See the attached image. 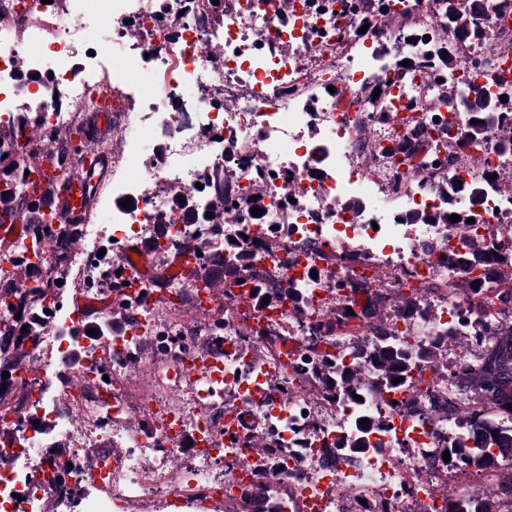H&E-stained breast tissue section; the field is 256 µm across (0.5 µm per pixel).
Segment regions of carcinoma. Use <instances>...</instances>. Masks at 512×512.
I'll list each match as a JSON object with an SVG mask.
<instances>
[{
  "instance_id": "carcinoma-1",
  "label": "carcinoma",
  "mask_w": 512,
  "mask_h": 512,
  "mask_svg": "<svg viewBox=\"0 0 512 512\" xmlns=\"http://www.w3.org/2000/svg\"><path fill=\"white\" fill-rule=\"evenodd\" d=\"M448 25L453 28L455 42L436 67L437 71L447 73V78L440 83L442 94L448 99L459 101L467 119H475L477 123L467 124L454 135L451 134L453 124L450 122L442 123L435 129L421 125L413 133L417 142L403 139L388 148V153L395 156L402 154L408 158H419V168L426 164V157L422 156L424 147L435 136L445 142L451 159L479 150L491 129L498 132L502 148L512 151V121L506 122V116L512 115V97L502 101L478 88L462 89L453 80L459 59L470 48L472 41L481 39L484 34L474 10H457L455 18ZM2 140L14 144L15 151L6 161L0 158V213L21 215L26 220L34 218L43 201L21 198L17 192V183L25 178V170L30 168L31 161L37 156L36 149L44 141L42 133L24 118L15 125L0 127ZM181 198L184 199L182 203L179 202ZM169 199L188 224L224 223L225 212L200 211L194 198L181 188L169 190ZM490 239L492 244L489 247L478 248L466 242L462 245L461 253L448 258L456 275V286L471 299L477 297L487 283L512 280V235L496 234L490 236ZM248 260L250 256L243 253L229 259L216 257L200 266L199 272L205 277L218 278L234 285L241 281L243 272L248 269ZM475 281L480 282V286L473 285ZM254 291L255 303L261 307L265 306V297L270 305L287 300L297 307L302 302V293L298 288L272 294L258 282L254 285ZM41 292L38 283L25 290L3 288L0 290V302L9 305L11 299L19 295L21 299L16 310L20 311L27 299L33 300ZM359 293L364 296L361 313L376 319L377 336L364 338L351 346L353 362L349 365L332 371L329 368L332 361L327 359L322 366L310 368L311 377L328 387L329 392H338L351 398L354 394V380L381 392L394 387L393 381L398 377L402 385L411 383L412 373L422 363L438 365L439 356L444 350L443 338H436L417 350L396 343L386 332V325L392 322V316L383 314V301L376 297L366 282L354 286L347 303L330 312L331 318L327 321L329 328L340 326L352 318L348 309L356 305V295ZM130 319L127 309L121 304H115L111 307L110 319L94 322L92 328L102 334H109ZM20 325L26 326L20 338L15 340L11 336L0 335V352L19 345L25 336L34 335L40 322L36 319H22ZM457 382L463 394L468 396V406L463 414L466 433L450 453L460 462L464 471L475 468L495 472L497 489L512 495V424L500 421L501 412L506 410L512 413V407H508V404H512V320H505L497 327L476 363L465 367L457 376ZM447 512H487L485 498L475 496L467 501L454 500L449 503Z\"/></svg>"
}]
</instances>
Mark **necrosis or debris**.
Segmentation results:
<instances>
[{
    "mask_svg": "<svg viewBox=\"0 0 512 512\" xmlns=\"http://www.w3.org/2000/svg\"><path fill=\"white\" fill-rule=\"evenodd\" d=\"M388 4L396 25L378 24L362 43L352 36L354 0H225L223 17L209 26L201 23L209 0H0V126L17 121L22 102L34 105L46 133L79 127L97 106L94 89L125 80L122 70L103 73L105 48L89 29L93 20L132 21L136 69L156 86L139 109L121 113L112 133V177L98 190L111 223H97L92 210L61 229L47 214L0 248V286L14 284L21 260L47 275L27 310L47 324L22 346L24 363L42 373L12 371L11 387L24 393L25 406L0 418V431L17 438L0 450V512H156L172 497L192 512L223 504L228 512H369L374 504L382 512H445L449 500L490 483L483 471L457 482L459 464L443 453L462 427L456 376L502 321L501 289L486 285L485 318L476 320L468 299L451 289L448 258L462 240L486 238L489 227L512 231V195L498 190L512 177V153L492 131L472 157L451 160L445 148H431L417 175L384 154L416 130L419 110L466 124L460 107L441 102L429 69L438 45L452 38L445 0ZM503 24L485 20L486 37L470 47L458 82L512 94V84L495 80L512 72V50L498 36ZM273 133L287 139L288 152L269 143ZM146 139L156 147L150 158L141 149ZM368 156L374 166L365 165ZM216 172L224 176L221 199L198 185ZM445 181L464 190L484 185L476 223L440 222L443 212L468 208L464 190L446 197ZM168 182L180 183L201 209L227 198L236 207L214 229L185 223L163 194ZM259 189L266 208L256 217L251 201ZM126 199L131 207H123ZM162 211L169 230L158 239ZM412 212L425 222L402 223ZM140 245L159 268L181 253H250L266 287L302 289L304 302L255 312L243 304L249 279L227 300L223 322L187 321L170 303L146 300L138 279L125 284L117 276ZM359 268L388 291L420 288L413 314L390 328L401 343L417 348L450 329L465 344L445 366L421 365L417 384L351 401L297 375L317 360L315 340L334 343L333 356L345 365L353 335L374 336L366 320L319 329L349 296ZM101 300L130 311L121 335L87 337ZM254 321L287 342L288 364L254 357ZM145 336L160 352L135 378L128 366ZM215 336L223 337V351L187 371L192 343ZM438 391L450 407L433 415L428 397ZM231 404L250 426L230 445L223 436ZM137 415L146 417V430L131 428ZM348 436L363 447L339 449ZM257 437L268 447L241 478L244 442ZM61 442L63 458L54 453ZM91 450L100 464L84 481ZM180 456L187 466L175 480L169 465ZM249 480L272 488L257 510L243 497Z\"/></svg>",
    "mask_w": 512,
    "mask_h": 512,
    "instance_id": "4bbe7bcc",
    "label": "necrosis or debris"
}]
</instances>
